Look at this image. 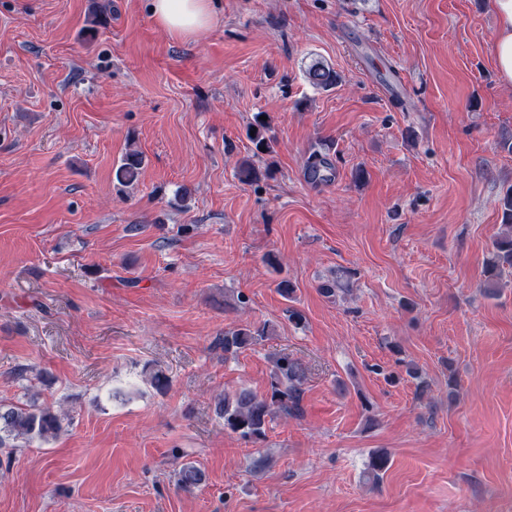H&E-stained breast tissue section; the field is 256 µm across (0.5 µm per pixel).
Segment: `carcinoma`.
Listing matches in <instances>:
<instances>
[{
    "mask_svg": "<svg viewBox=\"0 0 512 512\" xmlns=\"http://www.w3.org/2000/svg\"><path fill=\"white\" fill-rule=\"evenodd\" d=\"M308 82L322 90H328L340 81V75L329 64L322 61L312 63L305 71ZM254 136L250 140L260 153L271 152V139L267 136L269 123L255 118L250 127ZM143 163L142 153L127 152L116 170V178L123 183L136 180ZM307 175L313 181L327 178L331 170L328 158L313 153L306 165ZM504 231L493 240L491 257L485 267V288L494 296L505 285V272H512V192L501 199ZM268 328L248 326L224 332V351L238 352L252 346L266 335ZM305 369L300 360L286 353L279 355L271 374L270 392L265 396L242 388L233 394H224L217 399V409L224 419V428L237 434L241 439L255 442L265 437L266 430L276 413L292 416L298 410L301 386ZM66 413L38 403L33 399L25 404L5 405L0 403V447H14V442L34 440L48 442L55 439L62 430ZM390 457L384 450L372 453L368 465L369 473L377 479L389 467ZM204 474L192 463H184L178 470V485L191 489L203 481Z\"/></svg>",
    "mask_w": 512,
    "mask_h": 512,
    "instance_id": "cac0c4a2",
    "label": "carcinoma"
}]
</instances>
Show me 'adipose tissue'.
<instances>
[{"label": "adipose tissue", "instance_id": "obj_1", "mask_svg": "<svg viewBox=\"0 0 512 512\" xmlns=\"http://www.w3.org/2000/svg\"><path fill=\"white\" fill-rule=\"evenodd\" d=\"M496 19L490 45L499 78L512 83V0H489ZM152 18L170 33L190 38L214 26L218 16L213 0H149Z\"/></svg>", "mask_w": 512, "mask_h": 512}]
</instances>
